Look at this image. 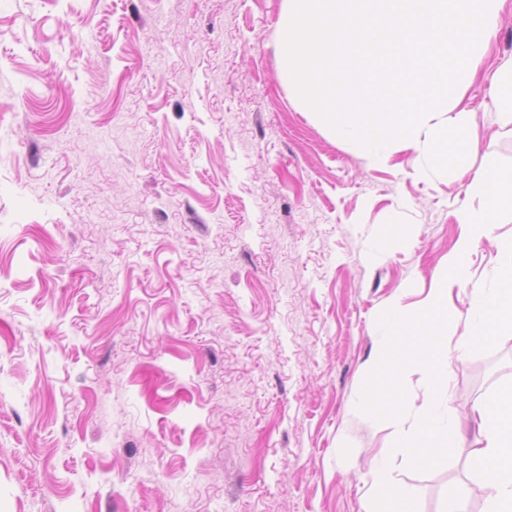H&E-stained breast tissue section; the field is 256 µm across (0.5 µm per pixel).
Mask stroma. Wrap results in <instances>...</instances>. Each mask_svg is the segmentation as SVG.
Wrapping results in <instances>:
<instances>
[{
	"label": "stroma",
	"mask_w": 512,
	"mask_h": 512,
	"mask_svg": "<svg viewBox=\"0 0 512 512\" xmlns=\"http://www.w3.org/2000/svg\"><path fill=\"white\" fill-rule=\"evenodd\" d=\"M287 11L0 0V512H368L377 318L445 275L468 181L340 140L286 72ZM507 62L512 0L459 85L479 167L512 161ZM508 385L512 335L455 359L451 404ZM469 451L389 475L441 512ZM492 86L494 109L512 122V64L504 65L494 73Z\"/></svg>",
	"instance_id": "35a3bbf8"
}]
</instances>
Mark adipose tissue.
<instances>
[{
    "label": "adipose tissue",
    "mask_w": 512,
    "mask_h": 512,
    "mask_svg": "<svg viewBox=\"0 0 512 512\" xmlns=\"http://www.w3.org/2000/svg\"><path fill=\"white\" fill-rule=\"evenodd\" d=\"M478 435L468 457L484 497L483 512H512V389L474 408Z\"/></svg>",
    "instance_id": "ef3b65f1"
}]
</instances>
